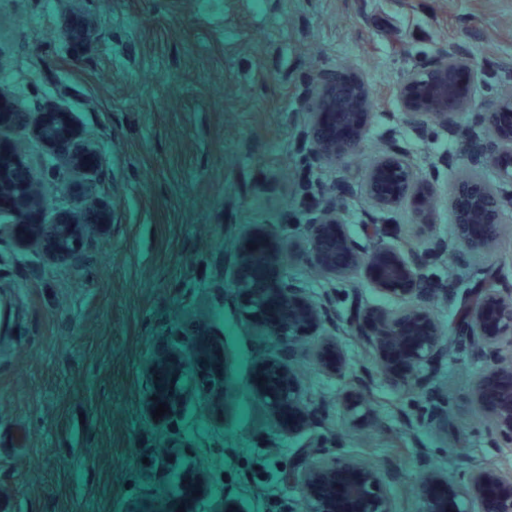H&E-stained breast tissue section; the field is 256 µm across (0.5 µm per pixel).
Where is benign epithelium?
<instances>
[{
    "label": "benign epithelium",
    "instance_id": "obj_1",
    "mask_svg": "<svg viewBox=\"0 0 512 512\" xmlns=\"http://www.w3.org/2000/svg\"><path fill=\"white\" fill-rule=\"evenodd\" d=\"M480 68L468 48L448 42L433 62L417 65L403 75L393 88L401 120L415 128L428 124L448 126V120L472 106L471 85ZM373 97L367 82L359 75L323 70L299 99V110L308 116L304 148L314 163L333 160L355 152L367 133L373 116ZM16 113L0 96V134L14 124ZM37 132L47 140L66 141L72 136L68 116L47 110L40 114ZM471 156L489 160L499 172L500 184L491 186L472 176L462 183L469 193V205L455 207V187L450 197L454 224L449 242H436L425 252H404L393 242L392 228L383 224L367 225L370 246L364 247L346 233L344 218L335 204L325 203L306 211L302 226L311 242V261L334 281H349L356 274L368 277L374 287L395 299L407 300L422 292L428 282L433 258L449 250L450 242L471 250L491 247L504 207L512 204V92L502 94L487 111L479 130L469 141ZM17 165L0 168V204L18 211L21 223L13 225L18 240H34L51 254H69L77 240L78 224L59 216L42 221L41 199L23 181L18 180ZM435 193L434 175L419 176L410 157L397 144L377 156L360 186L372 205L390 211L410 206L426 219ZM255 232L270 240L271 257L257 269L251 259L253 236L240 243L243 256L240 278L250 287L240 289L248 305L276 303L285 316L270 327L273 339L288 346L306 336H335L349 332L361 337L372 348L378 364L393 370L394 381L403 390L422 391L428 384L435 361L445 346L441 325L423 309H370L355 302L343 318H335L331 298L315 300L302 289L286 283L277 275L278 257L289 240L266 227ZM496 275L489 273L475 281L459 297L460 319L466 327L465 339L474 354L484 359L485 369L473 387L474 409L486 421L494 435L493 447L502 455L512 453V363L504 354H512V303L504 299ZM221 346L210 341L198 348L194 361L210 376L211 416L219 421L223 414L224 383L220 373ZM185 363L182 351L168 337L154 345L149 372L153 386L145 399V409L153 414L159 402L168 412L158 422L173 427L180 417L182 398L173 393L167 379ZM255 382L273 407L289 405L281 427L287 433L303 431L311 422L309 413L296 405L298 383L288 366H272L265 361L256 368ZM285 479L300 487L308 512H390L382 473L361 457H345L335 449L318 447L301 455L288 467ZM349 484L354 494L347 500L328 497L324 489ZM205 477L188 473L184 489L163 505L151 499H135L127 512H197L199 500L206 494ZM423 512H469L462 500L477 505L478 512H512V469L482 463L473 466L464 482L452 484L439 477L421 482Z\"/></svg>",
    "mask_w": 512,
    "mask_h": 512
}]
</instances>
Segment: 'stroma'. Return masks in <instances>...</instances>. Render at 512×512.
<instances>
[{
  "label": "stroma",
  "instance_id": "obj_1",
  "mask_svg": "<svg viewBox=\"0 0 512 512\" xmlns=\"http://www.w3.org/2000/svg\"><path fill=\"white\" fill-rule=\"evenodd\" d=\"M469 48L482 68L475 105L448 128L401 124L388 95L403 73L442 44ZM362 76L374 118L357 151L315 165L299 144L297 109L319 71ZM512 85V0H0V90L18 117L0 139L37 188L45 220H81L74 257L19 249L20 218L0 209V427H21L22 453L0 458V499L18 512H126L135 498L178 494L189 472L209 478L198 512H305L288 465L316 442L366 459L386 480L392 512H422L419 483L435 471L462 481L495 458L473 408L483 364L465 348L443 353L424 393L396 389L358 337L302 338L282 348L260 313L242 304L239 243L258 224L287 228L284 280L307 294L328 282L313 268L300 218L314 201L342 200L348 235L369 221L396 228L393 242L424 250L448 239V198L458 182L499 181L471 162L466 136ZM68 113L73 138L50 145L34 133L47 109ZM398 142L421 174H435L430 222L406 205L372 212L355 190L379 152ZM96 210L105 223L87 222ZM503 243L435 259L414 305L452 330L449 289L484 268L512 289V207ZM198 323L224 345V419L213 421L208 380L195 366L174 384L184 396L175 430L143 412L154 341L191 353L176 335ZM346 372H328L321 348ZM288 365L315 427L292 435L254 386L260 361ZM422 416L405 431L406 412ZM174 448L164 471L148 450ZM498 459V458H495ZM512 467V458L498 459Z\"/></svg>",
  "mask_w": 512,
  "mask_h": 512
}]
</instances>
